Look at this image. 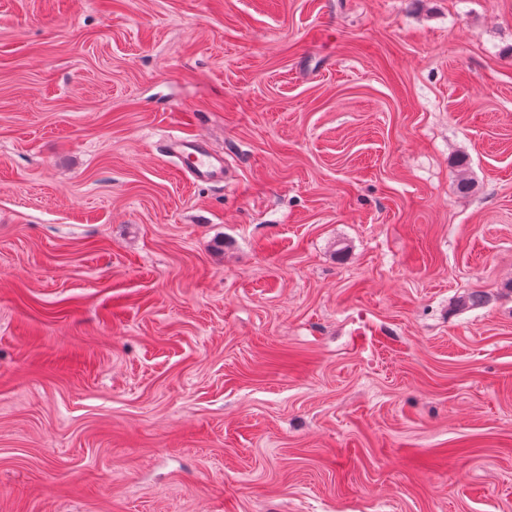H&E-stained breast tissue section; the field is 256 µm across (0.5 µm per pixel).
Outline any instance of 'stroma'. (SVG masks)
<instances>
[{
	"label": "stroma",
	"instance_id": "stroma-1",
	"mask_svg": "<svg viewBox=\"0 0 512 512\" xmlns=\"http://www.w3.org/2000/svg\"><path fill=\"white\" fill-rule=\"evenodd\" d=\"M0 512H512V0H0ZM167 151L186 162L183 171L196 182L214 181L224 167L223 156L215 153L209 142L200 135L173 134L167 143Z\"/></svg>",
	"mask_w": 512,
	"mask_h": 512
}]
</instances>
